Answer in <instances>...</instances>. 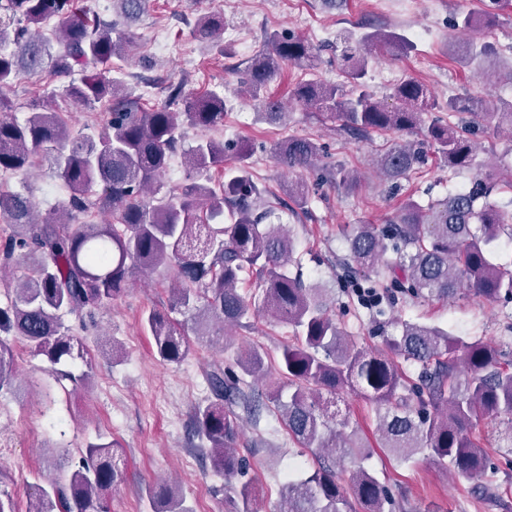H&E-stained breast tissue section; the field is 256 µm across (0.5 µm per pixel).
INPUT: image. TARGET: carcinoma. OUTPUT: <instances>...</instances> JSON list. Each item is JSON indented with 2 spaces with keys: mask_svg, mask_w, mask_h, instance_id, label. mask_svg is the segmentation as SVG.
<instances>
[{
  "mask_svg": "<svg viewBox=\"0 0 512 512\" xmlns=\"http://www.w3.org/2000/svg\"><path fill=\"white\" fill-rule=\"evenodd\" d=\"M113 2L115 16L90 17L78 11L75 0H0V88L22 73L46 69L58 76L78 69L83 77L68 85L67 97L84 103L105 99L110 110L108 127L89 136L73 134L59 112H32L20 122L0 107V171H27L35 158L48 157L65 191L57 207L44 214L28 191L0 192V220L14 227L0 265L32 268V275L16 284H3L0 390L15 381V341L45 356L54 379L85 381L84 375L57 368L85 354L64 317L83 323L119 297L135 274L164 269L173 281L169 311L152 309L143 316L164 362H183L193 342L228 351L233 344L227 328L244 326L253 308L293 330L275 362L277 382L265 394L257 382L268 374V354L252 346L210 370L212 397L195 407L197 433L215 472L237 480L230 486L237 512H255L256 498L250 462L236 452L242 421L258 425L264 407L274 409L292 441L314 457L310 474L282 485L279 512H395L391 491L364 466L369 451L358 429L337 407L348 391L374 412L378 447L396 459L405 462L422 453L458 474L483 475L491 463L475 434L482 418L507 417L497 442L512 449V359L487 342L406 321L386 340L385 351L348 338L330 314L328 289L289 270L297 265L294 239L283 225L265 223L283 202L271 201L252 180L248 146L232 147L236 162L228 165L224 143L206 135L224 126V94L192 95L184 83L169 82L166 104L144 109L141 97L110 75L112 59L123 57L130 43L123 25L143 15L149 0ZM498 6L500 0H488L483 12L466 14L457 26H490ZM52 21L54 43L42 33ZM223 30L224 18L210 15L199 20L195 33L214 39ZM266 43L242 84L258 105L257 117L283 125L288 112L269 87L288 64L315 72L319 50L289 33H271ZM407 48L401 36L366 33L341 53L347 84H325L313 76L297 84L295 98L341 119L353 135H397L377 156L390 179L416 170L430 147L451 169L471 165L472 137L488 117L512 126V103L506 112H489L478 97H450L448 111L465 112L470 120L458 130L439 122L424 125L423 113L435 106L427 85L406 79L378 100L364 83L377 50ZM453 53L480 71L495 69L497 52L490 43L464 41ZM179 104L183 110L174 111ZM187 126L202 134L184 151ZM320 151L309 138L288 137L273 143L270 155L294 171L314 167ZM180 153L198 169L222 170L224 180L166 188L163 176ZM322 179L349 190L357 184L341 166L325 170ZM502 184L512 191V178ZM502 184L477 175L441 201L424 206L409 198L396 223L356 225L347 235L349 257L414 299H448L463 286L490 302L512 299V265L494 263L487 249L502 235L512 243V212L492 200ZM284 191L294 205L307 206L304 183L290 182ZM223 216L227 223L213 227ZM251 281L254 292L239 291L238 285ZM172 313L188 319L178 321ZM402 360L419 367L417 379ZM347 457L355 468L345 486L336 464ZM122 476L115 445L90 443L65 481L34 486L26 512H108L107 498ZM147 495L152 512H192L170 486L150 488Z\"/></svg>",
  "mask_w": 512,
  "mask_h": 512,
  "instance_id": "obj_1",
  "label": "carcinoma"
}]
</instances>
